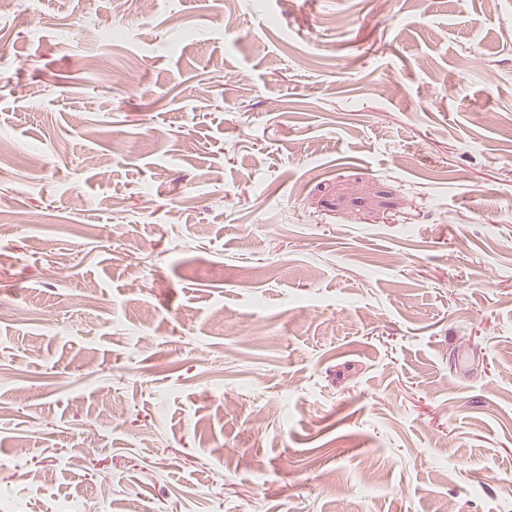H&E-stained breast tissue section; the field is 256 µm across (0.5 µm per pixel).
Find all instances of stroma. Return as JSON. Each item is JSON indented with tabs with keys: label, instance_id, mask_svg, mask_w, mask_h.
I'll return each instance as SVG.
<instances>
[{
	"label": "stroma",
	"instance_id": "1",
	"mask_svg": "<svg viewBox=\"0 0 512 512\" xmlns=\"http://www.w3.org/2000/svg\"><path fill=\"white\" fill-rule=\"evenodd\" d=\"M372 14L0 5V512H512V0Z\"/></svg>",
	"mask_w": 512,
	"mask_h": 512
}]
</instances>
